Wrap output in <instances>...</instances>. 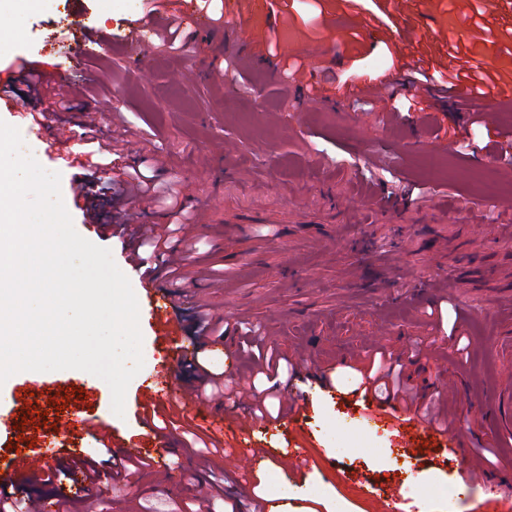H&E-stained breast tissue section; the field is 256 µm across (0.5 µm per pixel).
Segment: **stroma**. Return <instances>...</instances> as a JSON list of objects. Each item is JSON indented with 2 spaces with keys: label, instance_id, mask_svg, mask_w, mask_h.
Masks as SVG:
<instances>
[{
  "label": "stroma",
  "instance_id": "obj_1",
  "mask_svg": "<svg viewBox=\"0 0 512 512\" xmlns=\"http://www.w3.org/2000/svg\"><path fill=\"white\" fill-rule=\"evenodd\" d=\"M479 7L478 17L469 0H214L205 11L199 0H172L191 39L179 53L160 46L145 0H17L0 29V71L23 57L54 89L85 87L98 123L70 143L73 152L106 142L114 115H126L127 160L148 162L195 228L182 278L161 273L147 282L122 238L102 237L86 222L74 172L50 146L55 129H78L81 111L54 109L36 159L60 174L75 230L110 249L129 278L144 365L120 417L109 386L90 373L11 376L0 385V470L25 415L16 399L28 381L62 401L61 416L78 411L118 438L148 444L159 434L178 446L166 473L130 474L127 487L101 488L87 501L73 474L51 485L25 475L14 486L72 501L73 512H195L214 475L243 499L242 512H372L393 490L404 512L512 507V437L487 419L495 393L512 389V164L500 158L512 134V0ZM73 14L107 37V51L78 44L66 24ZM288 57L304 63L289 78L281 72ZM235 60L237 72L226 67ZM415 64L433 73L481 66L497 86L480 98L463 85L409 112L413 90L399 79ZM428 154L450 158V170L427 168ZM489 154L496 163H483ZM475 175L501 188L496 201L469 190ZM153 287L168 292L186 324L181 348L157 338ZM437 306L446 321L431 316ZM201 307L226 332L192 351L190 322ZM250 325L293 361L294 386L311 398L306 422L225 432L224 455L201 465L182 428L159 432L145 422L141 393L164 377L192 389L187 369L197 358L250 397L245 357L225 355ZM450 331L469 342L466 361L448 347ZM379 348L408 352L410 383L428 396L443 393L457 417V447L408 438L404 420L370 419L352 394L358 378L350 364ZM89 386L94 395H86ZM247 441L271 456L250 467L234 462L233 448ZM488 444L497 446V462L475 467L462 485V462ZM297 447L307 463L292 474L279 455ZM413 476L442 493H406ZM489 478L498 496L489 494Z\"/></svg>",
  "mask_w": 512,
  "mask_h": 512
}]
</instances>
